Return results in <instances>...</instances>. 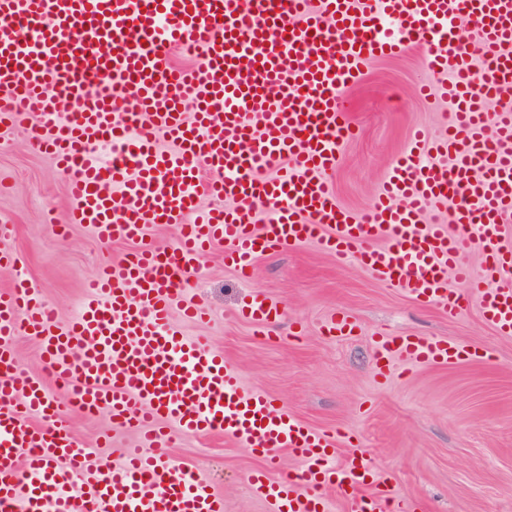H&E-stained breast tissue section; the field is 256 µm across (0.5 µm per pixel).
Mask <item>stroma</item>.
Here are the masks:
<instances>
[{"instance_id":"obj_1","label":"stroma","mask_w":512,"mask_h":512,"mask_svg":"<svg viewBox=\"0 0 512 512\" xmlns=\"http://www.w3.org/2000/svg\"><path fill=\"white\" fill-rule=\"evenodd\" d=\"M426 78L422 54L411 50L370 62L346 90L345 115L356 135L342 143L330 177L343 207L359 212L371 203L414 130L438 133L451 108L416 96ZM69 207L64 175L34 148L29 132L5 133L0 219L14 226L6 246L16 264L0 267V287L23 276L63 321L78 309L98 266L130 249L125 242L98 241L85 225L58 231L55 222ZM256 288L282 310L266 335L235 315ZM188 296L210 316L181 324L185 335L207 337L248 389L277 399L312 427L354 432L360 450L392 474L396 491L417 512H512V335H498L477 308L445 317L358 263L337 266L309 243L261 257L248 278L225 267L224 248L215 246L199 259ZM338 311L358 319L355 336L324 335V319ZM382 334L446 337L484 358L455 367L397 363L384 380L376 375L372 351ZM70 425L82 447L103 463L119 462L121 449L133 442L105 409L92 416L71 410ZM167 454L213 483L224 512H269L247 481L250 470L266 467L289 477L299 469L288 452L270 465L219 435L176 434Z\"/></svg>"}]
</instances>
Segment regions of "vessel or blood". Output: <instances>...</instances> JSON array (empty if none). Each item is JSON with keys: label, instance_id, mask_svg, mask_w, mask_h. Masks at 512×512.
Instances as JSON below:
<instances>
[{"label": "vessel or blood", "instance_id": "b4317fda", "mask_svg": "<svg viewBox=\"0 0 512 512\" xmlns=\"http://www.w3.org/2000/svg\"><path fill=\"white\" fill-rule=\"evenodd\" d=\"M462 19L474 27L467 42ZM411 46L433 77L423 96L455 110L438 135L413 134L367 209H345L328 181L354 136L343 94L368 61ZM176 49L191 67L172 65ZM0 128L29 131L65 173L69 223L104 242L179 230L173 248L101 266L64 323L24 282L0 289V512H224L210 481L163 457L171 425L267 458L288 450L296 478L248 476L271 512H329L330 490L343 512H406L362 451L338 454L335 435L247 390L232 363L172 319L205 320L185 282L215 244L246 276L259 257L313 242L448 318L474 304L512 334V0H0ZM99 145L117 152L100 161ZM203 195L216 206L201 208ZM430 212L437 222L425 223ZM473 250L476 272L465 261ZM237 315L263 330L282 311L257 291ZM357 328L345 312L323 326L339 337ZM20 333L37 340L61 397L20 365ZM373 346L383 378L396 362L474 356L429 336ZM72 399L84 414L108 409L134 435L119 463L82 454L63 408Z\"/></svg>", "mask_w": 512, "mask_h": 512}]
</instances>
